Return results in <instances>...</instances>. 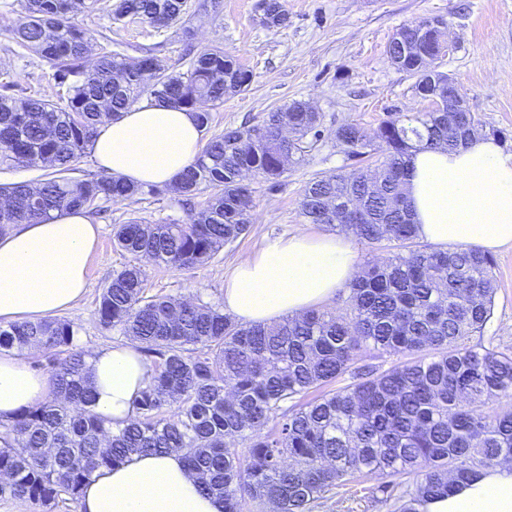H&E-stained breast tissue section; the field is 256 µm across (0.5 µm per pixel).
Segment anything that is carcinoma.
Instances as JSON below:
<instances>
[{"label": "carcinoma", "mask_w": 512, "mask_h": 512, "mask_svg": "<svg viewBox=\"0 0 512 512\" xmlns=\"http://www.w3.org/2000/svg\"><path fill=\"white\" fill-rule=\"evenodd\" d=\"M84 0H25L12 38L53 71L61 103L0 94V164L48 166L54 176L0 186V233L55 212L98 214L104 204L137 202L157 189L103 172L70 177L97 126L145 94L195 113L245 91L252 73L219 47L194 54L184 72L148 48L112 50L92 65L93 36L75 22ZM188 0H115V23L169 28L189 15ZM288 13L267 0L262 25ZM431 21L400 26L387 45L432 110L357 122L333 137L351 170L306 185L300 213L309 224L344 232L381 250L354 275L343 312L314 309L274 325H243L221 302L149 295L146 273L127 265L102 289L100 324L140 341L153 376L134 400L135 420L114 428L92 409L88 352L68 319L0 326V348L33 345L49 355L54 398L0 431V498L76 502L92 474L141 452L178 449L224 512H312L359 478L399 489L396 512L423 505L484 470L512 462V353L469 339L491 318L496 262L469 247L437 250L419 241L404 192L411 152L452 151L482 135L471 112L448 111V74L428 68ZM323 116L295 100L257 125L213 134L166 192L194 207L187 222L118 225L120 251L157 267H202L252 226L254 188L245 175L277 182L321 140ZM380 154L376 168H362ZM206 194L204 202L197 198ZM393 358L386 370L365 360ZM344 385L335 387V384Z\"/></svg>", "instance_id": "carcinoma-1"}]
</instances>
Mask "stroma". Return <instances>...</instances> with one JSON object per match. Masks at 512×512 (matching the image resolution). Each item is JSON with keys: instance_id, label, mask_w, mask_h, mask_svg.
Returning a JSON list of instances; mask_svg holds the SVG:
<instances>
[{"instance_id": "stroma-1", "label": "stroma", "mask_w": 512, "mask_h": 512, "mask_svg": "<svg viewBox=\"0 0 512 512\" xmlns=\"http://www.w3.org/2000/svg\"><path fill=\"white\" fill-rule=\"evenodd\" d=\"M201 0H190L189 21L156 30L140 21L113 24L111 0H97L76 20L94 32L98 46L134 55L137 48L153 46L175 71L186 70L188 49L224 48L253 73L244 92L225 97L213 107V132L242 122L259 123L268 112L295 100H305L323 116L324 130L355 121L375 129L394 113L431 110L419 98L415 79L394 67L386 46L401 25L424 18L444 20L445 48L434 65L455 82L460 95L484 125L485 136L512 151V0H284L288 24L267 28L260 24L263 0H220L219 10H204ZM24 0H0V89L19 96L59 100L61 93L51 70L15 43L12 28L24 14ZM346 161L331 137L317 142L304 161L290 166L278 186L258 174L248 180L255 190L250 232L224 249L208 265L189 272L147 266V289L152 295L205 301L221 299L224 284L239 260L258 251L267 238L284 236L299 228L313 235L325 227L305 224L299 202L307 183L332 175ZM101 218V233L88 263L91 286L65 318L81 327L79 345L91 350L118 342L95 315L96 301L114 271L132 264L131 255L114 248L113 228L129 218L151 223L185 222L187 211L162 192L131 203H109ZM497 290L493 314L477 346L512 352V246L494 252ZM314 512H393L382 493L364 489L337 490Z\"/></svg>"}]
</instances>
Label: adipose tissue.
I'll list each match as a JSON object with an SVG mask.
<instances>
[{
  "instance_id": "1",
  "label": "adipose tissue",
  "mask_w": 512,
  "mask_h": 512,
  "mask_svg": "<svg viewBox=\"0 0 512 512\" xmlns=\"http://www.w3.org/2000/svg\"><path fill=\"white\" fill-rule=\"evenodd\" d=\"M202 130L193 112L136 105L99 125L91 143L98 166L132 183L164 186L190 166ZM420 239L436 248L468 245L494 252L512 245V154L491 138L453 152L413 153L405 187ZM98 225L81 211L22 224L0 236V322L47 319L75 305L90 286L88 261ZM355 274L346 240L297 231L265 241L224 287V310L241 324H273L321 307ZM32 348L0 349V423L52 397L49 375L30 368ZM94 410L122 425L152 368L137 343L92 350ZM80 512H224L204 495L180 452L132 455L87 481ZM426 512H512V466L485 470L474 482L431 501Z\"/></svg>"
}]
</instances>
